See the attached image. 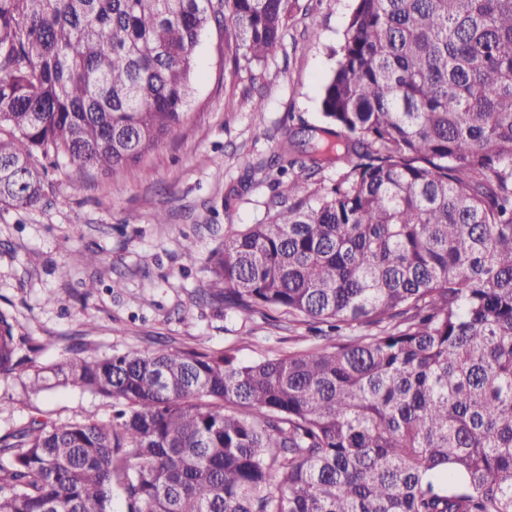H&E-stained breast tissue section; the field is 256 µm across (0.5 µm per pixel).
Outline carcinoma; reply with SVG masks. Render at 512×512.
Instances as JSON below:
<instances>
[{"label": "carcinoma", "instance_id": "obj_1", "mask_svg": "<svg viewBox=\"0 0 512 512\" xmlns=\"http://www.w3.org/2000/svg\"><path fill=\"white\" fill-rule=\"evenodd\" d=\"M293 0H224L234 68ZM212 0H0V203L35 154L116 174L184 123ZM270 164L280 209L224 238L204 297L335 334L255 362L136 351L51 370L107 423L0 436V512H512V0H356ZM334 159L313 207L302 181ZM0 312V376L22 373Z\"/></svg>", "mask_w": 512, "mask_h": 512}]
</instances>
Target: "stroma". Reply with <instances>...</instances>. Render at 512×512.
I'll return each mask as SVG.
<instances>
[{"label":"stroma","mask_w":512,"mask_h":512,"mask_svg":"<svg viewBox=\"0 0 512 512\" xmlns=\"http://www.w3.org/2000/svg\"><path fill=\"white\" fill-rule=\"evenodd\" d=\"M354 5L298 0L278 49L239 70L229 60L232 37L208 25L194 53L187 121L120 175L35 157L42 203L0 204V311L30 341L21 356L41 368L75 355L196 348L251 362L308 349L328 334L325 325L275 312L243 320L198 290L225 235L268 218L277 177L268 163L290 118L320 124L331 50ZM79 251L96 253L97 262L73 263ZM35 414L105 422L112 408L70 386L28 395L22 378H0V435Z\"/></svg>","instance_id":"35a3bbf8"}]
</instances>
